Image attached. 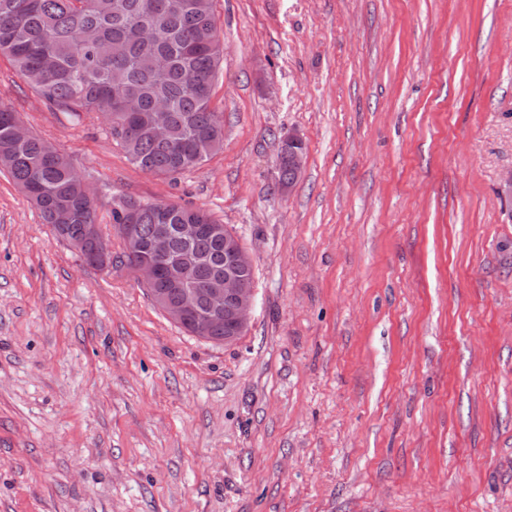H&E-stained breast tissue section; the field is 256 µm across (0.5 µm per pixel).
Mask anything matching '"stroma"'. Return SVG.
<instances>
[{
  "label": "stroma",
  "mask_w": 512,
  "mask_h": 512,
  "mask_svg": "<svg viewBox=\"0 0 512 512\" xmlns=\"http://www.w3.org/2000/svg\"><path fill=\"white\" fill-rule=\"evenodd\" d=\"M213 8L224 145L172 177L0 55L104 230L187 205L254 258L247 330L199 339L0 172V512H512V0ZM282 153L284 155L288 156V159L286 157L280 156V163L278 158V165H279V176L278 181L279 184L285 187H288V189H282L281 192H288L293 187L295 181L288 185V182L293 181L295 179L294 173L288 169V164L290 165L291 169L297 174V177L299 176L302 166H303V156H304V145L302 140L298 135L291 134L288 135L287 138L283 139L281 143Z\"/></svg>",
  "instance_id": "stroma-1"
}]
</instances>
